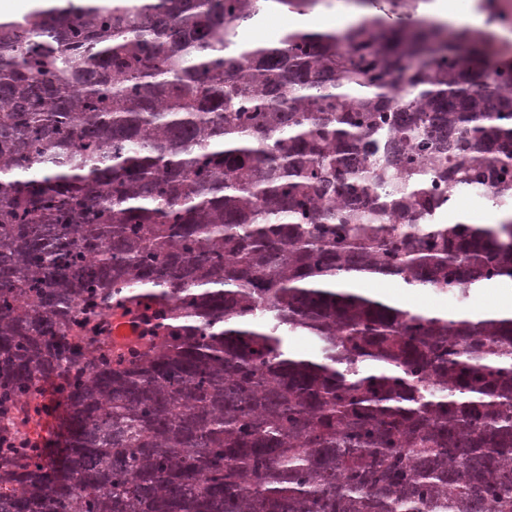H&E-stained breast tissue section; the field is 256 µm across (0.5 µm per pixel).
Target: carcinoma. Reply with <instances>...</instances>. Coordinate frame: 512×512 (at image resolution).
<instances>
[{"instance_id": "carcinoma-1", "label": "carcinoma", "mask_w": 512, "mask_h": 512, "mask_svg": "<svg viewBox=\"0 0 512 512\" xmlns=\"http://www.w3.org/2000/svg\"><path fill=\"white\" fill-rule=\"evenodd\" d=\"M261 2L0 19V512H512V317L362 287L512 280V63L378 17L240 47ZM472 190L499 223L443 221ZM136 296L163 335L101 352Z\"/></svg>"}]
</instances>
